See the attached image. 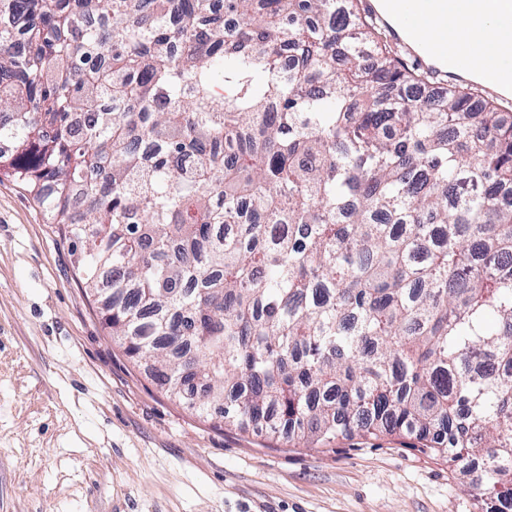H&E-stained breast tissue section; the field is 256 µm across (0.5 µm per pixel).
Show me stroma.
Listing matches in <instances>:
<instances>
[{"label":"stroma","mask_w":512,"mask_h":512,"mask_svg":"<svg viewBox=\"0 0 512 512\" xmlns=\"http://www.w3.org/2000/svg\"><path fill=\"white\" fill-rule=\"evenodd\" d=\"M71 250L0 178V512H481L414 438L306 448L186 408L108 335Z\"/></svg>","instance_id":"obj_1"}]
</instances>
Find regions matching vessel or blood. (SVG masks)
Returning a JSON list of instances; mask_svg holds the SVG:
<instances>
[{
  "label": "vessel or blood",
  "mask_w": 512,
  "mask_h": 512,
  "mask_svg": "<svg viewBox=\"0 0 512 512\" xmlns=\"http://www.w3.org/2000/svg\"><path fill=\"white\" fill-rule=\"evenodd\" d=\"M393 19L391 38L409 53L414 64L433 71L448 83L468 72L466 60L452 52L448 44L451 16L467 20L483 11L485 0H386Z\"/></svg>",
  "instance_id": "obj_1"
}]
</instances>
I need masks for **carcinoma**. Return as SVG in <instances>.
I'll use <instances>...</instances> for the list:
<instances>
[{
    "instance_id": "obj_1",
    "label": "carcinoma",
    "mask_w": 512,
    "mask_h": 512,
    "mask_svg": "<svg viewBox=\"0 0 512 512\" xmlns=\"http://www.w3.org/2000/svg\"><path fill=\"white\" fill-rule=\"evenodd\" d=\"M425 87L356 0H9L0 173L187 408L512 512V120Z\"/></svg>"
}]
</instances>
